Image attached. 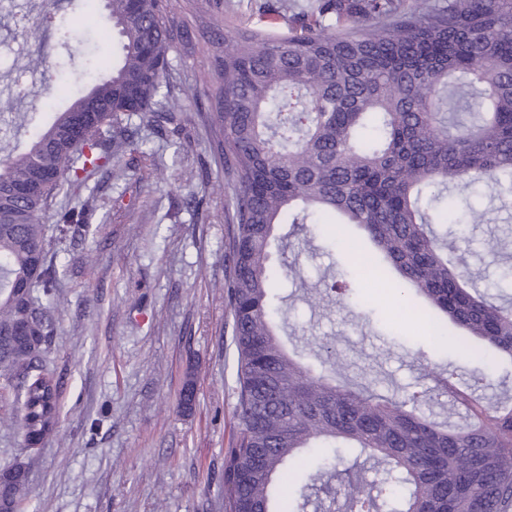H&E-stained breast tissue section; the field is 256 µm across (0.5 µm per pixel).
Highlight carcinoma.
<instances>
[{
    "mask_svg": "<svg viewBox=\"0 0 512 512\" xmlns=\"http://www.w3.org/2000/svg\"><path fill=\"white\" fill-rule=\"evenodd\" d=\"M105 11L119 43L111 73L0 167V379L26 439L55 427L60 411L58 382L42 365L60 276L45 245L48 202L112 161L131 138L123 121L171 124L182 112L170 91L168 5L105 0ZM316 12L295 34L226 28L209 39L220 51L215 120L235 225L224 250L237 354L224 512H305L310 492L336 477L338 444L377 459L382 474L341 484L348 512H512V397L485 402V375L462 383L437 367L432 386L399 397L354 389L336 380L342 360L328 343L310 347L326 372L286 349L271 292L276 226L315 215L354 264L397 276L401 303L421 302L434 348L512 363V303L474 283L437 205L444 192L480 184L512 207V0H318ZM51 26L73 37L51 8L35 37ZM84 219L74 207L56 224ZM442 397L462 422L425 412ZM308 448L330 453L283 501L277 484ZM27 480L21 465L0 471V512L20 509Z\"/></svg>",
    "mask_w": 512,
    "mask_h": 512,
    "instance_id": "cac0c4a2",
    "label": "carcinoma"
}]
</instances>
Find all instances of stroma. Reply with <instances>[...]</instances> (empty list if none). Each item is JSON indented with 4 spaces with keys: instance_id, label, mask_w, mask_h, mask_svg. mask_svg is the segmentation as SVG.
<instances>
[{
    "instance_id": "1",
    "label": "stroma",
    "mask_w": 512,
    "mask_h": 512,
    "mask_svg": "<svg viewBox=\"0 0 512 512\" xmlns=\"http://www.w3.org/2000/svg\"><path fill=\"white\" fill-rule=\"evenodd\" d=\"M317 0H214L209 11L180 0L187 37L170 54V84L182 104L179 127L158 128L132 117V144L91 174L85 186L62 190L46 213L48 255L62 271L56 285L53 335L44 355L60 389L56 431L26 450L10 416L11 393L0 388V468L29 466L21 512H224V450L234 434L235 355L224 299V244L232 227L224 214L223 136L211 94L217 62L206 47L227 26L281 36L297 30ZM48 0H0V160L23 147L29 119L50 121L64 109L56 77L86 85L93 60L111 59L113 39L99 36L103 0H61L83 43L61 47L55 36L30 39L17 27ZM24 56L25 71L14 65ZM86 202V220L58 234L56 214ZM468 260L482 283L497 285L505 264L495 240H512V209L462 228ZM316 253L301 259L304 278L290 288L287 348L322 339L345 360L342 374L383 394L427 384L419 360L452 363L497 380L491 364L455 351L426 349L417 314L401 316L389 277L350 270L344 246L328 230ZM348 271L355 304L343 307L327 290ZM193 379L191 410L179 405Z\"/></svg>"
}]
</instances>
